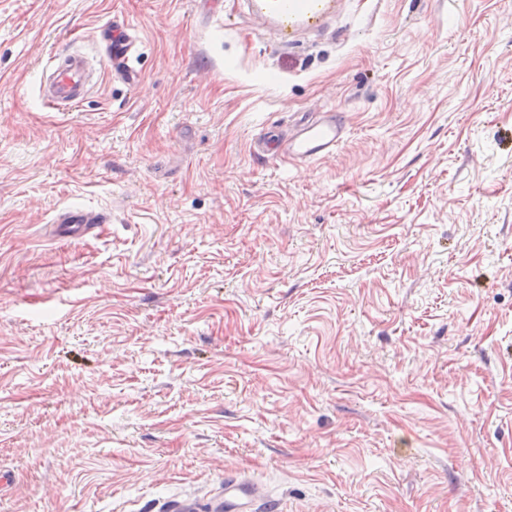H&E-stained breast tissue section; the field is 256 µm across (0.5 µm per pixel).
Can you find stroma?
<instances>
[{
  "instance_id": "stroma-1",
  "label": "stroma",
  "mask_w": 512,
  "mask_h": 512,
  "mask_svg": "<svg viewBox=\"0 0 512 512\" xmlns=\"http://www.w3.org/2000/svg\"><path fill=\"white\" fill-rule=\"evenodd\" d=\"M142 40L44 106L54 50ZM275 73L268 81L266 73ZM342 112L328 158L252 138ZM72 205L109 221L60 238ZM0 512H512V0H0ZM332 0H237L253 25L273 30L282 47L301 31L323 27L333 11ZM102 61L109 65L112 77L128 86L138 82L135 62L139 55V38L126 22L107 23L100 32ZM263 485L253 480L225 476L224 490L210 504V512H278Z\"/></svg>"
}]
</instances>
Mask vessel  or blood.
Instances as JSON below:
<instances>
[{
  "label": "vessel or blood",
  "instance_id": "1",
  "mask_svg": "<svg viewBox=\"0 0 512 512\" xmlns=\"http://www.w3.org/2000/svg\"><path fill=\"white\" fill-rule=\"evenodd\" d=\"M253 25L273 30L281 46H288L302 31L323 27L333 11L332 0H237ZM102 60L109 65L114 79L129 85L138 82L135 62L139 38L126 22L105 24L100 32ZM46 69L50 83L42 90L46 107L69 111L85 99L88 87L84 62L71 54H49ZM347 137V127L334 111L315 112L302 118L287 133L266 129L254 140L253 152L259 157L278 161L311 162L335 153ZM104 214L81 208L61 210L56 216L60 236L87 234L97 224L105 223ZM209 512H277L263 485L253 480L228 476L224 488L210 504Z\"/></svg>",
  "mask_w": 512,
  "mask_h": 512
}]
</instances>
